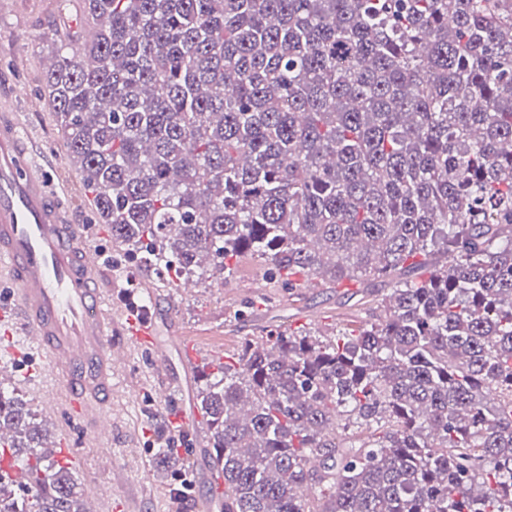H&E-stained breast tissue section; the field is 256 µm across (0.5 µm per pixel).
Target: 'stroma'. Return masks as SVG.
<instances>
[{"mask_svg":"<svg viewBox=\"0 0 512 512\" xmlns=\"http://www.w3.org/2000/svg\"><path fill=\"white\" fill-rule=\"evenodd\" d=\"M88 26L77 3L61 7L59 0H0V90L22 89L15 99L26 131L39 139L55 180L65 188L64 202L88 244L99 254L112 282L113 343L125 346L128 366L123 387L112 401L118 418L112 429V449L104 451L94 439L76 450L73 468L83 490L104 487L129 498L134 512H204L203 504H223L202 477L201 460L208 446L207 429L197 405L201 386L197 371H185L181 351L192 345L202 361L214 355L233 356L246 339L272 329H309L335 333L362 317L370 301L365 293L343 294L325 284L288 292L266 274L261 262L241 258L226 280L209 281L183 292L175 282L146 266L135 252L113 242L108 225L100 223L92 195L68 160L63 132L49 100L44 75L47 63L63 38L64 24ZM150 321L158 340L168 345L167 365L156 370L123 333L133 313ZM14 382L6 390L21 399L37 420L52 423L44 405L48 362L42 355L20 357L12 364ZM180 386L164 393L168 380ZM181 436L176 463L160 464L157 447L167 436ZM187 496H179L182 480Z\"/></svg>","mask_w":512,"mask_h":512,"instance_id":"obj_1","label":"stroma"}]
</instances>
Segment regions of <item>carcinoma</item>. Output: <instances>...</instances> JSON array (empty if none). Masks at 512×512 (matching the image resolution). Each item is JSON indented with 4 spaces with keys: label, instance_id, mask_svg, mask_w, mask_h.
<instances>
[{
    "label": "carcinoma",
    "instance_id": "carcinoma-1",
    "mask_svg": "<svg viewBox=\"0 0 512 512\" xmlns=\"http://www.w3.org/2000/svg\"><path fill=\"white\" fill-rule=\"evenodd\" d=\"M44 76L112 240L177 280L388 282L245 340L198 406L224 512H512V0H81ZM0 391V512H81Z\"/></svg>",
    "mask_w": 512,
    "mask_h": 512
}]
</instances>
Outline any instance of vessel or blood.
I'll return each mask as SVG.
<instances>
[{"instance_id": "obj_1", "label": "vessel or blood", "mask_w": 512, "mask_h": 512, "mask_svg": "<svg viewBox=\"0 0 512 512\" xmlns=\"http://www.w3.org/2000/svg\"><path fill=\"white\" fill-rule=\"evenodd\" d=\"M42 155L22 133L12 102H0V281L16 297L0 308V361L25 351L45 354L59 385L48 408L75 412L80 428L104 445L122 373L112 351V304L97 283V255L82 244ZM125 330L164 363L149 324L130 318Z\"/></svg>"}]
</instances>
